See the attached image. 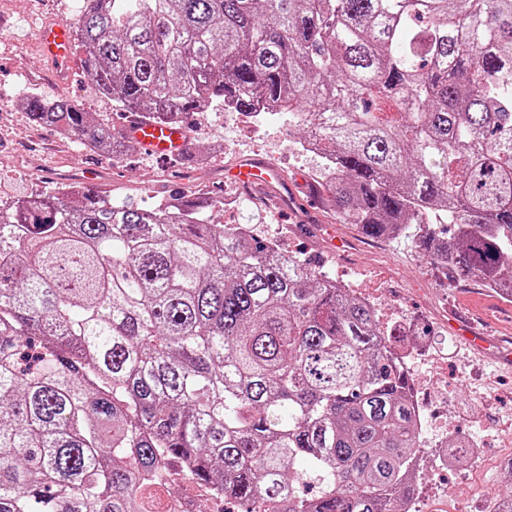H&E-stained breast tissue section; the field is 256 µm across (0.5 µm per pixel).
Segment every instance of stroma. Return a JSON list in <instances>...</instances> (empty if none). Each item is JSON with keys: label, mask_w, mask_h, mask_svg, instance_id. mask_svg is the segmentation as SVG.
<instances>
[{"label": "stroma", "mask_w": 512, "mask_h": 512, "mask_svg": "<svg viewBox=\"0 0 512 512\" xmlns=\"http://www.w3.org/2000/svg\"><path fill=\"white\" fill-rule=\"evenodd\" d=\"M79 5L80 0H0V200L57 192L82 183L88 169L97 174L96 193L142 207L190 190L223 201V223L255 218L263 239L280 240L283 250L336 280L356 282L380 306L394 307L410 335L430 341V355L413 358L411 377L429 388L431 412L451 421L456 437L472 447L474 461L463 466L441 464L439 449H423L416 505L420 512H484L511 478L500 463L498 440L512 431V366L464 345L456 321L462 316L481 320L485 332L512 351V302L473 280L447 279L409 240L363 237L326 199L309 207L290 205L275 190L227 186L226 168L244 157L272 162L292 180L310 177L317 160L300 150L304 133L287 119L245 124L225 119L220 107L189 116L187 148L200 157L188 168L157 160L135 144L115 161L31 123L18 105L30 88L76 100L93 120L115 131L127 122L126 114L114 111L111 100L89 82L83 62H76L70 81L60 85L39 52L41 22L71 19Z\"/></svg>", "instance_id": "stroma-1"}]
</instances>
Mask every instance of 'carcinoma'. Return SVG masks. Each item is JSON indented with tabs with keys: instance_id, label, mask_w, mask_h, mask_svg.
I'll return each instance as SVG.
<instances>
[{
	"instance_id": "obj_1",
	"label": "carcinoma",
	"mask_w": 512,
	"mask_h": 512,
	"mask_svg": "<svg viewBox=\"0 0 512 512\" xmlns=\"http://www.w3.org/2000/svg\"><path fill=\"white\" fill-rule=\"evenodd\" d=\"M71 26L116 108L286 115L346 223L512 298V0H82ZM20 104L130 143L68 98ZM168 202L0 203V512H169L172 461L220 512H406L418 422L377 310L218 202Z\"/></svg>"
}]
</instances>
